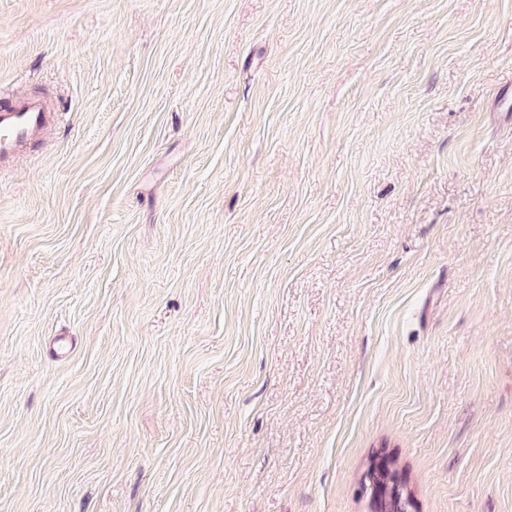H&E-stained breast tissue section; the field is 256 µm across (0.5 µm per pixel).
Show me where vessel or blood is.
I'll list each match as a JSON object with an SVG mask.
<instances>
[{
    "label": "vessel or blood",
    "instance_id": "1",
    "mask_svg": "<svg viewBox=\"0 0 512 512\" xmlns=\"http://www.w3.org/2000/svg\"><path fill=\"white\" fill-rule=\"evenodd\" d=\"M55 119V113L43 100L0 99V170L40 137L46 136Z\"/></svg>",
    "mask_w": 512,
    "mask_h": 512
}]
</instances>
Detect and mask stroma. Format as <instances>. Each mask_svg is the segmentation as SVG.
Segmentation results:
<instances>
[{
  "label": "stroma",
  "instance_id": "1",
  "mask_svg": "<svg viewBox=\"0 0 512 512\" xmlns=\"http://www.w3.org/2000/svg\"><path fill=\"white\" fill-rule=\"evenodd\" d=\"M0 512H512V0H0ZM56 116L43 100H3L0 93V170L14 162L40 137H45ZM370 479L377 492L373 493L369 503L370 512H410L413 508L412 495L407 490H400L388 482L387 474H374L369 471L365 475L367 486L370 485Z\"/></svg>",
  "mask_w": 512,
  "mask_h": 512
}]
</instances>
